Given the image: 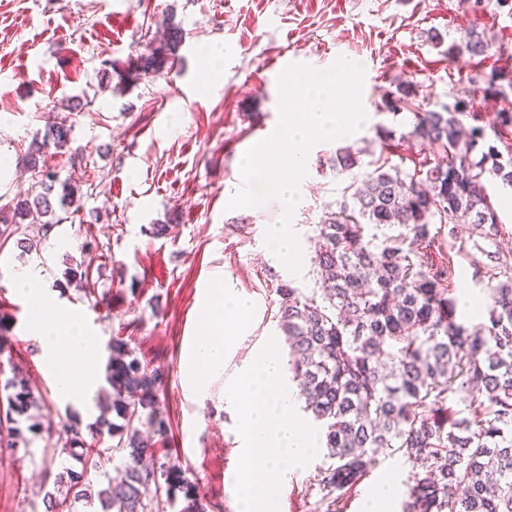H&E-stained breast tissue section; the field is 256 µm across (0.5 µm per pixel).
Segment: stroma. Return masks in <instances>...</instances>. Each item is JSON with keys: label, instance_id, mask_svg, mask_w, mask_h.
Segmentation results:
<instances>
[{"label": "stroma", "instance_id": "stroma-1", "mask_svg": "<svg viewBox=\"0 0 512 512\" xmlns=\"http://www.w3.org/2000/svg\"><path fill=\"white\" fill-rule=\"evenodd\" d=\"M168 15L184 32L172 53L163 25ZM473 27L493 37L487 58L451 60L429 40L437 30L450 43ZM209 44L223 51L214 71L202 62L201 49ZM152 54L161 57L162 69L136 76L141 58ZM281 56L317 71L343 56L362 64L368 119L349 141L363 148L364 164L387 160L409 170L410 152L382 149L376 129L408 131L413 113L386 108L384 96L411 82L417 104L437 110L466 95L472 113L464 124L488 125L502 102L470 92L467 78L512 60V0H491L482 14L469 0H0V156L9 164L0 176V208L34 185L25 158L52 121H66L72 133L65 148L45 146L46 167L81 199L50 232L22 224L37 250L25 254L15 239L0 242V316L8 318L0 344L11 352L0 368L28 379L43 400L42 421L89 425L79 408L59 404L40 347L27 334L29 307L12 281L23 266L96 327L98 350L119 337L145 366L165 369L158 402L169 432L155 456L198 484L207 512H236L230 474L239 440L224 379L268 339L288 354L275 289L283 282L314 288L316 226L352 182L325 165L335 143L309 152L305 201L292 219L304 256L298 277L264 243L267 225L282 216L278 201L228 209L225 189L236 182L241 157L278 123V77L269 65ZM484 185L499 217L497 236L481 242L473 225L461 224L460 250H451L444 231L437 247L454 256L456 291L476 295L486 284L483 271L512 252V187L491 178ZM156 224L170 225L169 234L154 236ZM70 267L88 268V282L67 281ZM219 277L253 299L254 314L223 375L196 400L182 388L179 364L200 330L203 289ZM31 449L28 455L0 452V512H44L53 474L75 465L43 439H34ZM323 463L316 457L289 475L279 512H330L313 485ZM416 470L401 453L383 451L371 476L344 496L340 512H362L367 491L385 479L396 488L391 512H401L405 484Z\"/></svg>", "mask_w": 512, "mask_h": 512}]
</instances>
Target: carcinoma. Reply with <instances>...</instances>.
I'll return each instance as SVG.
<instances>
[{
	"label": "carcinoma",
	"instance_id": "obj_1",
	"mask_svg": "<svg viewBox=\"0 0 512 512\" xmlns=\"http://www.w3.org/2000/svg\"><path fill=\"white\" fill-rule=\"evenodd\" d=\"M492 46L486 32L474 30L446 54L484 57ZM470 82L496 95L512 88V68L493 67ZM414 97V85L401 86L386 105L397 111ZM467 106L460 99L414 113L400 136L418 156L414 169L384 162L363 175L361 186H347L317 225L316 288H276L298 396L320 426L328 459L315 485L332 506L369 477L388 448L421 467L408 480L401 512H512V256L489 270L488 321L467 325L457 320L451 295L453 257L438 265L434 252L440 225L450 237L457 224L496 234L499 218L482 178L512 185V159L503 161L497 146L486 144L488 130L462 131ZM71 131L53 122L47 136L62 147ZM490 131L499 141L512 137V107L498 110ZM361 156L347 144L329 162L346 174L363 166ZM37 186L40 192L18 197L11 213L0 215V237L43 217L48 231L79 206L67 183L49 174ZM368 226L399 233L368 236ZM108 350L110 390L88 427L92 442L74 422L43 427L30 414L41 409L39 398L25 378L13 376L0 382V449L26 453L45 432L104 475L115 458L126 460L120 479L98 492L102 512H205L198 487L176 465L145 462L154 457L155 438L168 433L156 410L165 374L142 365L122 339H112Z\"/></svg>",
	"mask_w": 512,
	"mask_h": 512
}]
</instances>
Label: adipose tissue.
<instances>
[{"mask_svg": "<svg viewBox=\"0 0 512 512\" xmlns=\"http://www.w3.org/2000/svg\"><path fill=\"white\" fill-rule=\"evenodd\" d=\"M13 277L31 305L30 334L41 346L58 401L83 406L103 382L96 328L78 313L60 307L32 271L20 268ZM198 309L205 327L184 350L180 377L185 389L203 398L207 377L223 374L236 340L248 330L253 305L248 298L216 284L206 289Z\"/></svg>", "mask_w": 512, "mask_h": 512, "instance_id": "obj_1", "label": "adipose tissue"}]
</instances>
